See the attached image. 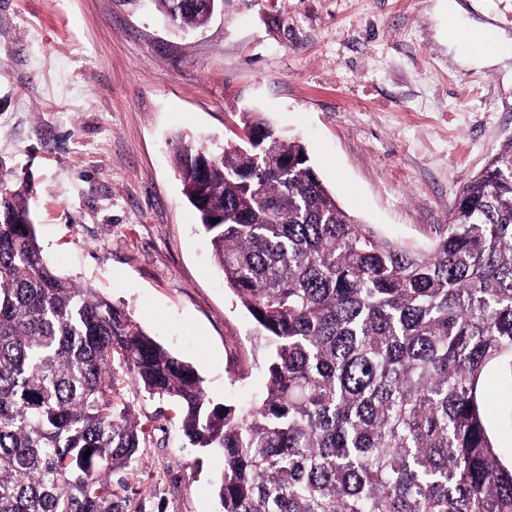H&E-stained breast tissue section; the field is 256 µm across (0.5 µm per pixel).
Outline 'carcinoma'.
Segmentation results:
<instances>
[{"mask_svg":"<svg viewBox=\"0 0 512 512\" xmlns=\"http://www.w3.org/2000/svg\"><path fill=\"white\" fill-rule=\"evenodd\" d=\"M179 30L202 0H155ZM249 141H171L227 286L270 345L236 410L124 308L42 254L0 171V512H125L112 474L140 448L128 376L219 448V512H512L481 384L512 368V137L463 187L428 251L345 211L306 147L247 112ZM216 222H211V219ZM89 457H84L86 451Z\"/></svg>","mask_w":512,"mask_h":512,"instance_id":"cac0c4a2","label":"carcinoma"}]
</instances>
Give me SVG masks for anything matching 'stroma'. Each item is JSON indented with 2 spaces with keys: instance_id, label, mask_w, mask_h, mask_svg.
<instances>
[{
  "instance_id": "stroma-1",
  "label": "stroma",
  "mask_w": 512,
  "mask_h": 512,
  "mask_svg": "<svg viewBox=\"0 0 512 512\" xmlns=\"http://www.w3.org/2000/svg\"><path fill=\"white\" fill-rule=\"evenodd\" d=\"M460 2L512 39V0ZM462 50L448 0H224L186 34L152 0H0V160L58 271L127 309L213 402L245 409L268 344L224 284L171 140H235L242 112L264 113L347 212L426 249L512 136V59L464 65ZM123 392L143 431L112 476L127 512H217L222 452L192 447L172 402ZM483 398L512 454L499 370Z\"/></svg>"
}]
</instances>
